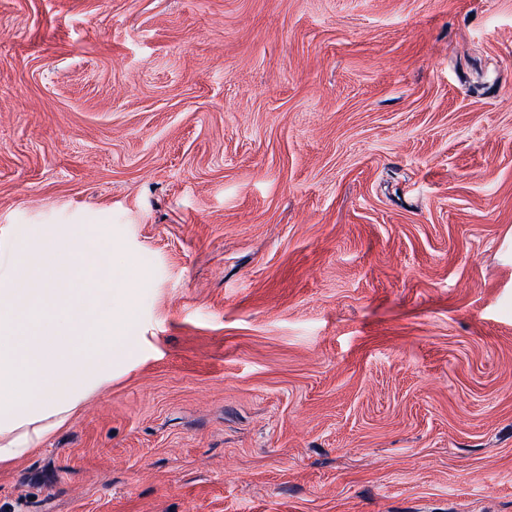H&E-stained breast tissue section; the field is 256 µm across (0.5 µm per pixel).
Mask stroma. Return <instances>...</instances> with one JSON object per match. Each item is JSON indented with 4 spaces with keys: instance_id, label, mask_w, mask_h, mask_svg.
<instances>
[{
    "instance_id": "1",
    "label": "stroma",
    "mask_w": 512,
    "mask_h": 512,
    "mask_svg": "<svg viewBox=\"0 0 512 512\" xmlns=\"http://www.w3.org/2000/svg\"><path fill=\"white\" fill-rule=\"evenodd\" d=\"M47 224L137 357L0 512H512V0H0V274Z\"/></svg>"
}]
</instances>
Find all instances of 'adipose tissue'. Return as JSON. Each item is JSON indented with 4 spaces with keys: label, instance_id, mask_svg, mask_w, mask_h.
I'll return each instance as SVG.
<instances>
[{
    "label": "adipose tissue",
    "instance_id": "1",
    "mask_svg": "<svg viewBox=\"0 0 512 512\" xmlns=\"http://www.w3.org/2000/svg\"><path fill=\"white\" fill-rule=\"evenodd\" d=\"M51 257L0 278V467L24 459L134 356L137 298L95 230L48 227Z\"/></svg>",
    "mask_w": 512,
    "mask_h": 512
}]
</instances>
